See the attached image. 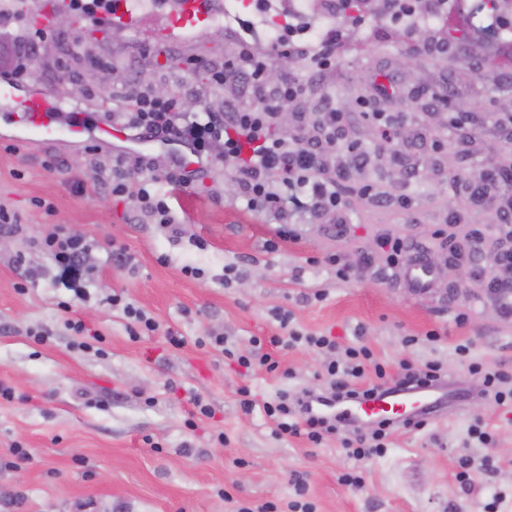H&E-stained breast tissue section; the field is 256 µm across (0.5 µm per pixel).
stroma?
<instances>
[{"instance_id":"stroma-1","label":"stroma","mask_w":512,"mask_h":512,"mask_svg":"<svg viewBox=\"0 0 512 512\" xmlns=\"http://www.w3.org/2000/svg\"><path fill=\"white\" fill-rule=\"evenodd\" d=\"M421 30L422 48L408 31L381 24L347 39L323 76L299 58L278 71L308 85L289 107V133L313 135L325 102L351 116L325 172L341 199L339 227L313 208L280 220L248 209L230 166L216 160L192 173L178 194L174 235L133 217L128 200L110 196L105 185L113 160L122 158L130 190L164 188L172 163L164 148L64 138L32 143L0 129V203L22 224L0 250V384L14 392L12 400L0 399V512H231L236 500L252 508L285 504L297 479L315 512H484L497 494L512 512V404L481 397L480 379L456 354L466 343L472 360L512 370V318L502 317L484 290L487 255L506 234L495 207L468 192L489 145L512 130V32L472 31L463 12ZM131 44L117 29L67 63L60 41L46 42L20 92L49 90L107 116L116 104L100 99L94 64L104 56L121 76L114 94L141 80L183 92L198 111L233 102L221 88L195 95L207 73L192 66L232 58L237 41L228 34L207 30L168 52L150 48L141 64L127 68L121 60ZM437 91L446 92V109L434 106ZM367 105L385 113L396 129L392 139L363 116ZM353 148L367 154L366 165L353 162ZM143 152L153 166L138 164ZM367 184L393 205L371 206L362 194ZM36 198L52 202L54 213L33 206ZM285 222L297 240L280 239ZM57 224L96 244L88 300H74L36 245ZM476 231L478 275L457 299L439 277L427 292L409 294L401 269L390 267L376 245L389 234L445 255ZM117 247L131 256L130 266L113 262ZM332 255L351 267L348 279L327 266ZM188 267L199 276L185 275ZM20 282L27 285L22 294ZM115 293L151 315L159 331L129 336L127 317L107 302ZM62 300L72 301L71 312L59 308ZM279 311L339 347H368L395 382L403 364L441 363L450 385L447 415L418 431L393 428L385 454L362 462L334 441L315 447L277 437L265 401L284 389L330 390L322 375L328 355L271 344L281 332ZM70 317L86 332L68 329ZM37 331L44 343L34 342ZM431 331L437 341L427 340ZM170 332L183 346L167 342ZM216 335L226 348L212 344ZM256 338L289 377L238 364L237 354ZM246 396L254 402L249 411L241 405ZM195 398L209 405L210 416L191 417ZM476 418L493 447L469 440ZM17 446L28 449V460L16 459ZM465 461L471 480L462 484L455 475ZM358 470L363 487L342 483L343 474Z\"/></svg>"}]
</instances>
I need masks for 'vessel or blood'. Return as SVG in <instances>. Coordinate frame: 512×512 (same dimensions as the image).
Instances as JSON below:
<instances>
[{"mask_svg":"<svg viewBox=\"0 0 512 512\" xmlns=\"http://www.w3.org/2000/svg\"><path fill=\"white\" fill-rule=\"evenodd\" d=\"M213 13L212 0H175L172 7H157L154 24L148 40L155 44H166L182 39L191 32L207 30ZM143 13L135 8L133 0H114L112 8L103 14H95V22L116 29H139ZM16 83L8 77L0 78V125L15 131L20 137L30 140L45 139L59 135L71 139H82L88 135L96 138H122L120 128L77 112L68 123H60L56 117L64 104L50 92L38 91L18 97ZM433 271L423 260L416 259L404 268V278L411 293L426 291L432 282ZM448 399L423 388L379 390L373 396L346 404H333L328 408L333 419L344 423L365 422L369 419L403 420L408 417L428 414L447 405Z\"/></svg>","mask_w":512,"mask_h":512,"instance_id":"1","label":"vessel or blood"}]
</instances>
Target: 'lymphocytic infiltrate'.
<instances>
[{"instance_id":"obj_1","label":"lymphocytic infiltrate","mask_w":512,"mask_h":512,"mask_svg":"<svg viewBox=\"0 0 512 512\" xmlns=\"http://www.w3.org/2000/svg\"><path fill=\"white\" fill-rule=\"evenodd\" d=\"M382 4L386 18L394 21L413 14L432 15L442 23L455 17L451 0H415L410 6L402 0H382ZM283 29V35L268 40L264 51H256L244 43L233 60L209 65V86L235 87L240 105L224 112H189L184 109L180 96L159 98L148 85L135 82L127 86L120 106L112 115L113 122L125 125L137 137H161L188 145L196 164L205 166L218 157L233 165L239 196L250 209L280 215L285 204L290 202L302 209L311 206L336 213L340 206L336 188L319 179L318 173L324 165V147L335 145L336 132L347 117L326 104L317 118L315 139L309 140L299 134L289 140L274 136L272 129L278 123L282 109L302 99L306 87L292 77L276 85L269 84L266 71L269 57L302 51L308 55L317 73H325L335 65L336 45L342 35L332 28L321 41L311 43L297 35L296 25L288 22ZM56 36L53 30L29 29L22 35L1 31L0 76L6 75L16 83H24L29 67L10 58V47H27L29 55L33 56L42 42ZM122 169L123 164L119 161L112 166V194L131 197L135 216L176 230L177 220L169 191L187 183L182 164H174L167 171L165 182L169 190L164 194H154L143 187L130 191ZM37 245L60 269L64 286L74 291L78 299H86L84 283L90 271L85 259L94 248L93 241L71 234L60 224L39 239ZM457 353L468 361L469 372L481 380L483 395L500 405L512 404L511 371L469 362V346H458ZM346 355V361L335 359L325 366L333 399L352 398L387 386L382 367L368 369L366 361L370 354L367 349H350ZM316 400L312 391L301 389L293 393L280 392L273 401L265 403L267 415L276 423V435L296 437L303 434L316 445L335 439L348 455L357 459L383 453L384 440L390 430L388 423H379L368 433L360 428L345 430L315 411Z\"/></svg>"}]
</instances>
